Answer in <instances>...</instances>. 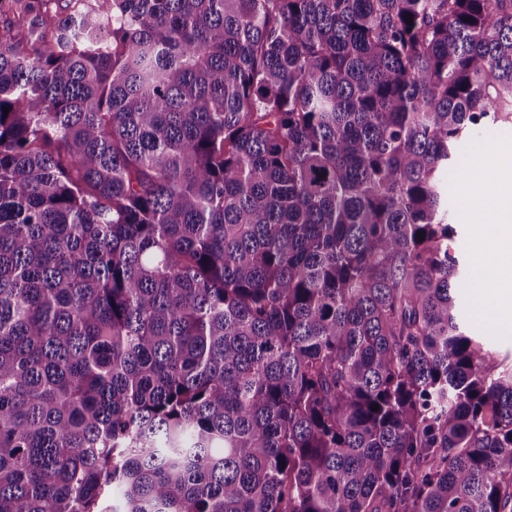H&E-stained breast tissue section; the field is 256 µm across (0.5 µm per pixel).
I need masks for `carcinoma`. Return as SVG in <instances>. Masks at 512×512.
Listing matches in <instances>:
<instances>
[{
  "label": "carcinoma",
  "instance_id": "1",
  "mask_svg": "<svg viewBox=\"0 0 512 512\" xmlns=\"http://www.w3.org/2000/svg\"><path fill=\"white\" fill-rule=\"evenodd\" d=\"M15 2L0 512H512L448 222L512 0Z\"/></svg>",
  "mask_w": 512,
  "mask_h": 512
}]
</instances>
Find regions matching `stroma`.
Wrapping results in <instances>:
<instances>
[{"instance_id":"obj_1","label":"stroma","mask_w":512,"mask_h":512,"mask_svg":"<svg viewBox=\"0 0 512 512\" xmlns=\"http://www.w3.org/2000/svg\"><path fill=\"white\" fill-rule=\"evenodd\" d=\"M462 161L468 175L448 183V216L457 226V249L479 285L467 291L461 317L473 335L486 337L500 357L512 361V331L496 319L498 294L490 275L481 270L475 249L476 228L489 221L490 205L484 201V194L499 195L512 181V125L476 130Z\"/></svg>"}]
</instances>
